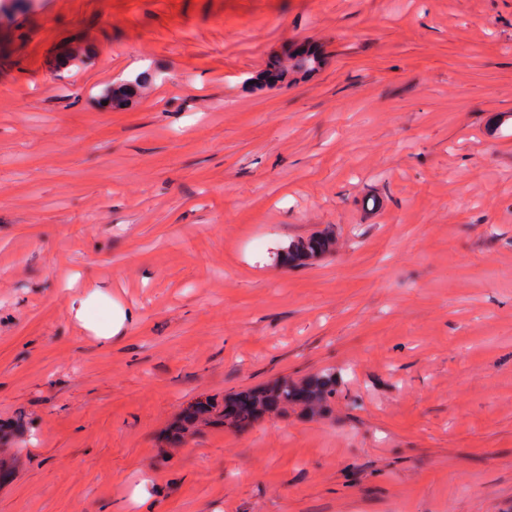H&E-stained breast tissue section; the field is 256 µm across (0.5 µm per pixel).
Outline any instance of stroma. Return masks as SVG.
Here are the masks:
<instances>
[{
    "label": "stroma",
    "mask_w": 512,
    "mask_h": 512,
    "mask_svg": "<svg viewBox=\"0 0 512 512\" xmlns=\"http://www.w3.org/2000/svg\"><path fill=\"white\" fill-rule=\"evenodd\" d=\"M327 367L329 419L163 439ZM17 419L0 512H512V0H0ZM332 247V239L328 235H316L306 240H300L288 246L282 260L293 263L313 259L328 252Z\"/></svg>",
    "instance_id": "1"
}]
</instances>
